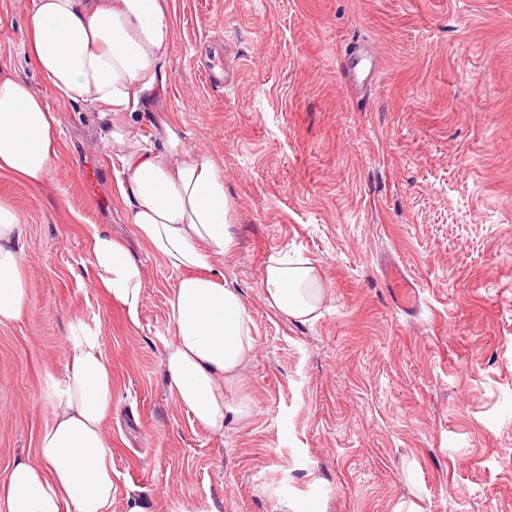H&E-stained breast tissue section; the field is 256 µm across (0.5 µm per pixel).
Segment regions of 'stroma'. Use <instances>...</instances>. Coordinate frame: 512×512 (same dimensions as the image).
I'll use <instances>...</instances> for the list:
<instances>
[{
	"instance_id": "35a3bbf8",
	"label": "stroma",
	"mask_w": 512,
	"mask_h": 512,
	"mask_svg": "<svg viewBox=\"0 0 512 512\" xmlns=\"http://www.w3.org/2000/svg\"><path fill=\"white\" fill-rule=\"evenodd\" d=\"M31 0H0V72L60 117L52 183L0 176L25 221L29 293L0 325V476L36 454L69 322L112 369V512H512V0H170L166 88L137 137L180 127L224 172V258L256 348L223 437L171 396L163 343L177 274L139 240L96 112L48 93L23 51ZM371 85L348 81L352 62ZM144 266L137 321L91 281L90 225ZM315 263L306 323L272 310V253ZM393 257L419 286L395 304Z\"/></svg>"
}]
</instances>
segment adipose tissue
<instances>
[{"label": "adipose tissue", "mask_w": 512, "mask_h": 512, "mask_svg": "<svg viewBox=\"0 0 512 512\" xmlns=\"http://www.w3.org/2000/svg\"><path fill=\"white\" fill-rule=\"evenodd\" d=\"M173 42L169 0H31L25 53L58 100L85 104L105 122L101 148L121 162L117 191L137 237L178 277L168 299L173 338L164 344L169 390L209 434L224 433L226 404L255 340L248 306L224 276L234 247L231 202L224 173L209 155L187 149L177 127L156 140L133 135L130 120L163 88ZM59 121L44 97L10 74L0 75V175L43 187L59 156ZM23 219L0 198V325L19 321L28 306ZM92 275L110 302L137 319L146 287L144 268L110 231L89 235ZM264 298L286 317L316 318L324 289L312 262L269 256ZM68 365L53 394L54 418L41 434L35 459L14 463L0 480V512H111L112 370L99 332L69 326Z\"/></svg>", "instance_id": "1"}]
</instances>
